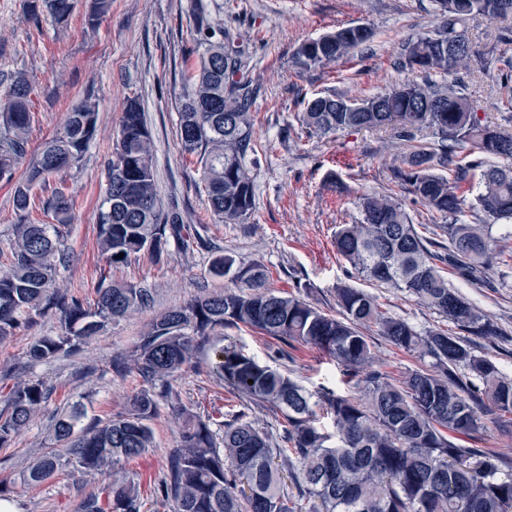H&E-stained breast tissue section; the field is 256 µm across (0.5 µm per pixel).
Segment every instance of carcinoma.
Instances as JSON below:
<instances>
[{
    "mask_svg": "<svg viewBox=\"0 0 512 512\" xmlns=\"http://www.w3.org/2000/svg\"><path fill=\"white\" fill-rule=\"evenodd\" d=\"M41 2L33 7L34 20L45 12L65 28L78 0ZM434 2L436 26L403 46L399 65L413 77L375 96L311 98L297 120L314 133L389 129L413 143L393 167L394 179L447 223L423 236L397 199L368 194L360 198L361 219L337 227L336 252L352 274L403 292L468 336L490 338L502 335L498 324L462 297L448 276L479 283L495 265L512 269V252L500 247L512 236V133L506 129L512 88L495 123L478 115L461 79L450 87L432 76L451 75L472 60L483 71L494 63L512 69V58L496 55L493 47L480 51L466 44L448 53V29L464 38L470 21L506 19L512 0ZM111 5L90 0L86 25L96 27ZM195 32L202 52L179 111L180 152L200 167L213 215L239 223L251 215L255 198L253 91L238 79L242 58L224 43V27L201 10ZM368 39L353 26L341 28L301 43L294 60L304 69L323 67ZM31 93L28 74L17 71L0 106V181H11L21 166L27 171L14 190L18 220L11 262L0 271V341L42 318H57L59 332L29 338L27 356L42 363L77 355L110 322L150 308L154 296L148 286L102 277L89 308L59 286L60 269L69 261L64 242L73 199L55 191L44 201L55 223L35 224L29 219L32 190L81 162L96 137L98 107L84 99L63 129L32 154ZM424 131L433 140L415 143ZM153 159L144 112L131 98L106 167L97 220L99 249L111 266L145 251L161 254L172 242L190 248V226L158 199ZM468 212L477 223L465 220ZM210 273L229 278L224 291L157 315L128 354L113 361L117 374H136L142 388L108 422L82 427L84 412L77 407L48 411L50 389L40 379L17 381L0 394V447L45 412L61 445L34 461L28 483L40 484L69 465L85 476L112 478L104 486L107 506L92 493L83 512H140L141 484L122 475L124 463L154 447L151 421L159 401L175 394L174 382L207 346L212 370L239 408L223 421L183 412L176 449L153 488L167 512H512V473L502 472L501 456L457 444L461 437L479 436L486 422L512 414V377L490 357L439 328L417 330L345 283L336 284V317L268 287V272L260 265L237 266L232 256L220 254ZM241 326L285 345L317 347L355 381L357 391L310 392L243 346L210 343L217 330ZM371 326L427 364L402 380L374 369L369 337L361 331ZM253 404L278 417V434L256 424Z\"/></svg>",
    "mask_w": 512,
    "mask_h": 512,
    "instance_id": "cac0c4a2",
    "label": "carcinoma"
}]
</instances>
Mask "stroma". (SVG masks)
Returning <instances> with one entry per match:
<instances>
[{
    "mask_svg": "<svg viewBox=\"0 0 512 512\" xmlns=\"http://www.w3.org/2000/svg\"><path fill=\"white\" fill-rule=\"evenodd\" d=\"M199 4L223 23L226 37L244 49L246 65L239 77L257 90L251 107L258 144L255 206L239 224L214 219L198 190L196 166L179 151L178 112L186 79L198 61L194 10ZM434 23L432 0H112L96 28L86 26L79 7L67 28L59 31L49 17L32 19L29 0H0V103L8 96L10 74L25 70L34 86L31 150L60 131L84 98H92L99 109L97 136L80 165L33 191L31 217L44 224L51 223L52 216L43 203L56 187H66L75 203L61 286L89 304L103 276L155 290L153 309L109 324L75 358L33 364L26 356L28 332L1 341L0 373L46 381L53 388L50 409L82 404L84 424L115 416L141 381L132 373L116 375L113 359L131 347L154 314L203 293L223 291L224 279L208 273L218 252L233 256L241 267L264 266L272 288L296 292L324 311L337 313L334 288L346 282L375 296L383 311L418 330L440 326L436 314L397 289L348 276L333 245L337 225L358 221V201L365 194L393 195L414 223H441L439 214L415 201L393 178L394 160L406 151V142L385 130L311 134L297 121L305 99L334 93L362 98L405 80L407 73L399 66L403 44L432 30ZM355 24L367 25L373 36L353 55L324 67L294 65L293 53L304 40ZM502 82L496 69L466 79L479 115L492 121ZM132 97L140 101L155 143V180L162 203L177 209L202 243L187 251L172 245L161 257L142 253L128 264L110 267L98 252L97 215L113 135ZM456 287L502 328V336L477 341L476 346L512 376V287L463 281ZM368 334L379 370L400 378L419 367V358L391 346L376 329ZM223 338L288 372L308 390L322 385L342 393L350 389L336 362L317 348L296 343L281 359L274 355L277 341L248 329H226ZM175 388L178 399L161 402L152 421L154 448L125 466L130 475L146 482L161 479L166 471L182 409L219 419L232 398L204 353ZM51 445L48 421L39 416L0 447V497L14 501L19 512H82L85 496L104 486L102 479L70 469L38 485L27 483L28 467Z\"/></svg>",
    "mask_w": 512,
    "mask_h": 512,
    "instance_id": "1",
    "label": "stroma"
}]
</instances>
